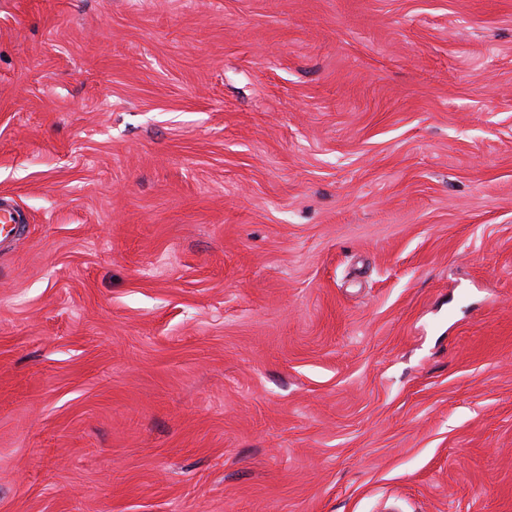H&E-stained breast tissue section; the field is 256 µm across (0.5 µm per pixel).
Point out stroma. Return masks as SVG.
I'll return each instance as SVG.
<instances>
[{"mask_svg": "<svg viewBox=\"0 0 512 512\" xmlns=\"http://www.w3.org/2000/svg\"><path fill=\"white\" fill-rule=\"evenodd\" d=\"M0 512H512V0H0ZM26 214L12 203H0V247L12 249L21 236L20 224H26Z\"/></svg>", "mask_w": 512, "mask_h": 512, "instance_id": "1", "label": "stroma"}]
</instances>
